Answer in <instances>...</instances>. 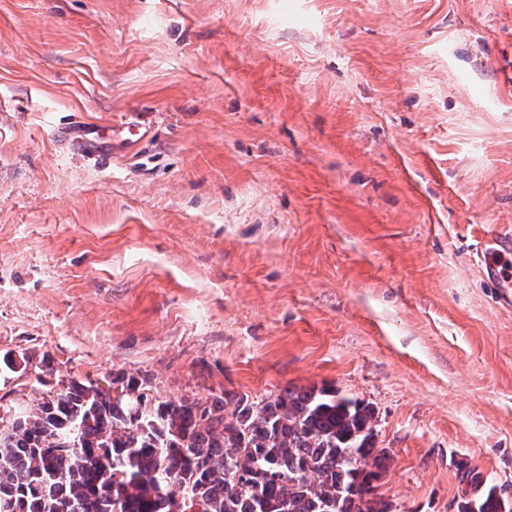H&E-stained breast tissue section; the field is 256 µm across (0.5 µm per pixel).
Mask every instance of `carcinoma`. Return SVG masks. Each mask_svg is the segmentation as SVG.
Listing matches in <instances>:
<instances>
[{
	"label": "carcinoma",
	"instance_id": "1",
	"mask_svg": "<svg viewBox=\"0 0 512 512\" xmlns=\"http://www.w3.org/2000/svg\"><path fill=\"white\" fill-rule=\"evenodd\" d=\"M144 374L77 379L0 429L7 512H390L375 410L334 389L153 403ZM456 512H512L491 486Z\"/></svg>",
	"mask_w": 512,
	"mask_h": 512
}]
</instances>
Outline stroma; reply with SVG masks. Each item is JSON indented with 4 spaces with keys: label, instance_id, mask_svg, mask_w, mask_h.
I'll return each mask as SVG.
<instances>
[{
    "label": "stroma",
    "instance_id": "obj_1",
    "mask_svg": "<svg viewBox=\"0 0 512 512\" xmlns=\"http://www.w3.org/2000/svg\"><path fill=\"white\" fill-rule=\"evenodd\" d=\"M504 230L512 0H0V424L123 371L328 386L394 512L476 494L461 461L512 500Z\"/></svg>",
    "mask_w": 512,
    "mask_h": 512
}]
</instances>
